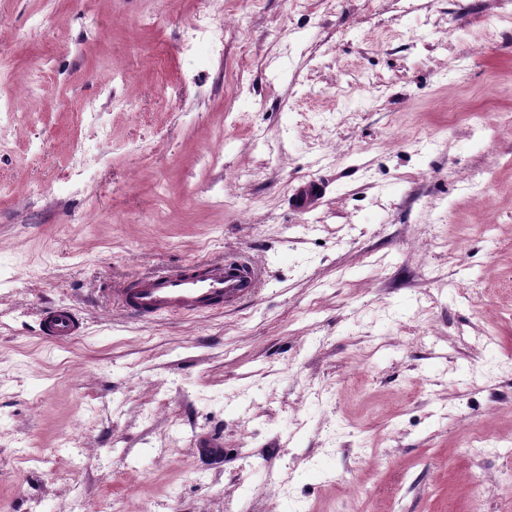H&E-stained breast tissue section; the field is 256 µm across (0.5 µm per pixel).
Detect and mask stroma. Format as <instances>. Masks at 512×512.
<instances>
[{
    "mask_svg": "<svg viewBox=\"0 0 512 512\" xmlns=\"http://www.w3.org/2000/svg\"><path fill=\"white\" fill-rule=\"evenodd\" d=\"M0 69V512H512V0H0ZM239 256L232 310L112 304ZM214 18L208 13H198L187 25L185 30V49L190 51L194 46L205 41L212 49L221 53L224 46V30L214 24ZM100 163L97 151L88 143H81L74 148L64 178L77 190L88 184L94 169ZM83 329L82 317L67 306L50 307L44 310L39 324L42 336L68 340L80 335Z\"/></svg>",
    "mask_w": 512,
    "mask_h": 512,
    "instance_id": "obj_1",
    "label": "stroma"
}]
</instances>
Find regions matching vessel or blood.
Wrapping results in <instances>:
<instances>
[{"instance_id":"1","label":"vessel or blood","mask_w":512,"mask_h":512,"mask_svg":"<svg viewBox=\"0 0 512 512\" xmlns=\"http://www.w3.org/2000/svg\"><path fill=\"white\" fill-rule=\"evenodd\" d=\"M259 282L257 267L245 260H194L134 277L113 291V303L126 315L149 319L224 311L251 297ZM81 316L67 306L44 310L42 336L68 340L80 335Z\"/></svg>"}]
</instances>
